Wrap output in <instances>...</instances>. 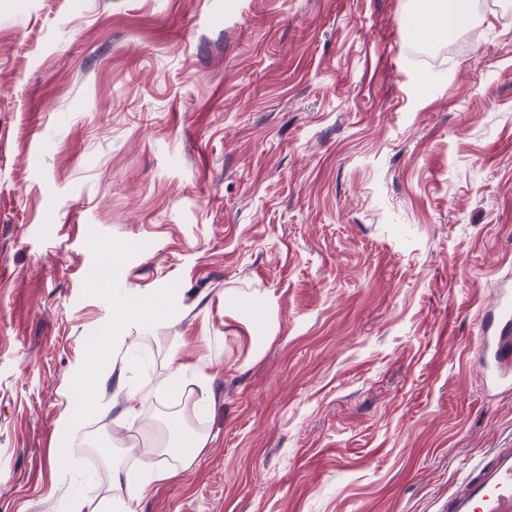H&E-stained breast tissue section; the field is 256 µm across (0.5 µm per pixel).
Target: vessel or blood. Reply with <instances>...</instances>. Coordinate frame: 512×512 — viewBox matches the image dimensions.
Masks as SVG:
<instances>
[{
	"label": "vessel or blood",
	"instance_id": "1",
	"mask_svg": "<svg viewBox=\"0 0 512 512\" xmlns=\"http://www.w3.org/2000/svg\"><path fill=\"white\" fill-rule=\"evenodd\" d=\"M497 319L483 338L494 385L512 386V290L498 291ZM448 512H512V451L499 455L476 480L448 503Z\"/></svg>",
	"mask_w": 512,
	"mask_h": 512
}]
</instances>
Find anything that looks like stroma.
<instances>
[{
	"mask_svg": "<svg viewBox=\"0 0 512 512\" xmlns=\"http://www.w3.org/2000/svg\"><path fill=\"white\" fill-rule=\"evenodd\" d=\"M478 12L431 71L407 0H0V512L92 472L127 498L171 421L207 443L137 512H448L512 448L476 358L512 280V6ZM157 293L162 324L116 322ZM91 336L114 371L64 462Z\"/></svg>",
	"mask_w": 512,
	"mask_h": 512,
	"instance_id": "1",
	"label": "stroma"
}]
</instances>
